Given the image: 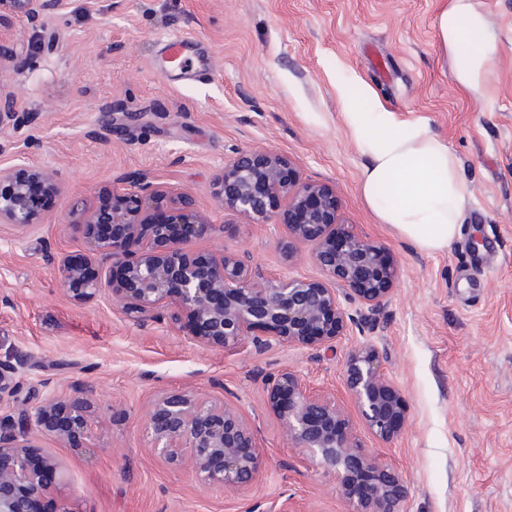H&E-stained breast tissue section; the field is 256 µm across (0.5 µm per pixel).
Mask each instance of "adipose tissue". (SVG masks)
<instances>
[{
  "label": "adipose tissue",
  "instance_id": "obj_1",
  "mask_svg": "<svg viewBox=\"0 0 512 512\" xmlns=\"http://www.w3.org/2000/svg\"><path fill=\"white\" fill-rule=\"evenodd\" d=\"M451 75L475 99L489 96L500 42L495 18L478 0H451L435 20ZM366 163L360 188L380 222L416 251L442 252L458 237L471 192L459 160L427 123L400 120L384 106L341 114Z\"/></svg>",
  "mask_w": 512,
  "mask_h": 512
}]
</instances>
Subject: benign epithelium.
Returning a JSON list of instances; mask_svg holds the SVG:
<instances>
[{
	"mask_svg": "<svg viewBox=\"0 0 512 512\" xmlns=\"http://www.w3.org/2000/svg\"><path fill=\"white\" fill-rule=\"evenodd\" d=\"M52 0H0V8L38 23ZM18 59L11 37L0 32V63ZM20 121L15 96L0 90V128ZM216 197L225 210L250 220L270 218V204L287 200L278 216L285 236L279 245L292 258L304 247L322 271L320 280L264 277L250 256L198 254L186 249L194 239L216 231L191 195L172 194L177 223L150 219L152 200L162 193L149 176L130 188H112V201L88 205L72 222L83 226L90 255L68 257L59 265L60 284L79 303L108 290L112 306L138 323L146 313L167 311L170 322L197 345L235 349L249 339L257 348L332 347L363 318L349 313L340 298L369 311L383 304L398 276L385 247L338 220L336 194L323 184L305 182L297 165L275 152L244 151L216 174ZM59 188L46 170L26 162L0 168V224L25 229L38 223L44 199ZM15 366L0 359V403L17 398ZM345 382L370 431L388 441L406 424L398 390L371 348L350 354ZM267 401L293 448L317 469L339 480L348 512H400L407 487L382 453L362 447L344 406L336 397L307 390L283 371L267 379ZM91 391L78 388L64 398H48L17 415H0V512H38L58 472L57 461L35 451L32 431L73 442L87 427ZM151 450L172 465L189 461L204 480L240 490L264 466L257 430L222 397L201 398L170 391L153 403L146 420Z\"/></svg>",
	"mask_w": 512,
	"mask_h": 512,
	"instance_id": "7a95c632",
	"label": "benign epithelium"
}]
</instances>
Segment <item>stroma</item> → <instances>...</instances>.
<instances>
[{
	"label": "stroma",
	"mask_w": 512,
	"mask_h": 512,
	"mask_svg": "<svg viewBox=\"0 0 512 512\" xmlns=\"http://www.w3.org/2000/svg\"><path fill=\"white\" fill-rule=\"evenodd\" d=\"M481 2L501 31L487 108L451 78L435 30L448 0H60L40 24L12 17L26 57L0 64V87L34 120L0 130V167L26 157L59 192L39 223L0 224V358L32 402L75 387L93 399L79 444L33 436L62 466L41 512H347L335 476L288 444L265 387L286 370L356 415L344 366L364 346L407 423L388 442L363 426L358 435L404 478L405 512H512V0ZM179 36L214 61L208 80L162 72L161 44ZM355 76L458 156L473 197L446 251L417 252L365 202V158L340 119L339 89ZM106 104L142 118L104 130ZM244 150L290 157L334 189L344 223L390 252L400 275L370 327L320 353L224 350L189 342L165 311L137 324L107 297H68L57 262L86 251L71 211L143 173L190 193L217 224L191 251L246 252L263 275L321 278L307 253L287 259L279 225L225 215L214 177ZM175 389L224 396L255 424L265 466L250 486L224 489L151 452L145 419Z\"/></svg>",
	"instance_id": "1"
}]
</instances>
